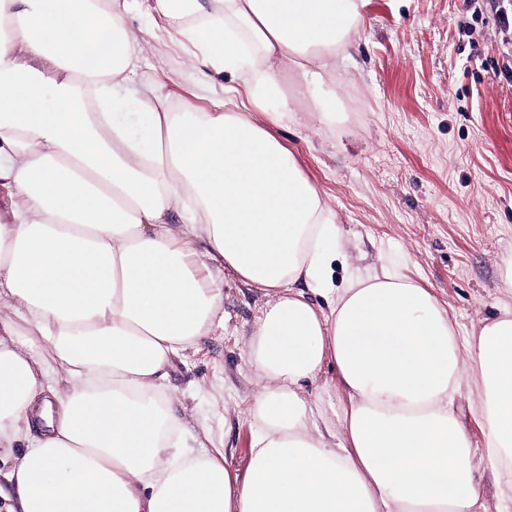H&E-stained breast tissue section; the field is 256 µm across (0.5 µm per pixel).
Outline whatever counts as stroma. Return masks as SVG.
Instances as JSON below:
<instances>
[{
    "label": "stroma",
    "instance_id": "35a3bbf8",
    "mask_svg": "<svg viewBox=\"0 0 512 512\" xmlns=\"http://www.w3.org/2000/svg\"><path fill=\"white\" fill-rule=\"evenodd\" d=\"M512 0H368L364 25L336 58V113L297 112L275 133L336 215V285L389 267L427 288L460 335L512 306ZM141 81L173 111H233L229 74L202 77L191 48L154 21ZM224 292V325L174 356L169 386L188 412L186 447L223 449L245 475L256 380L247 341L265 298L208 262ZM31 441L0 442V512Z\"/></svg>",
    "mask_w": 512,
    "mask_h": 512
}]
</instances>
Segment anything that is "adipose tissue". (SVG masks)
Returning <instances> with one entry per match:
<instances>
[{"label":"adipose tissue","mask_w":512,"mask_h":512,"mask_svg":"<svg viewBox=\"0 0 512 512\" xmlns=\"http://www.w3.org/2000/svg\"><path fill=\"white\" fill-rule=\"evenodd\" d=\"M212 2L144 6L202 67L235 73L248 106L176 112L145 84L139 134L120 114L128 0H0V438L34 415L43 428L11 475L19 512H512V309L461 336L407 278L336 287L335 214L273 132L300 101L328 112L368 0ZM199 238L266 298L242 479L223 451L182 449L163 384L224 303ZM329 362L335 432L307 397ZM467 384L478 444L455 404Z\"/></svg>","instance_id":"1"}]
</instances>
